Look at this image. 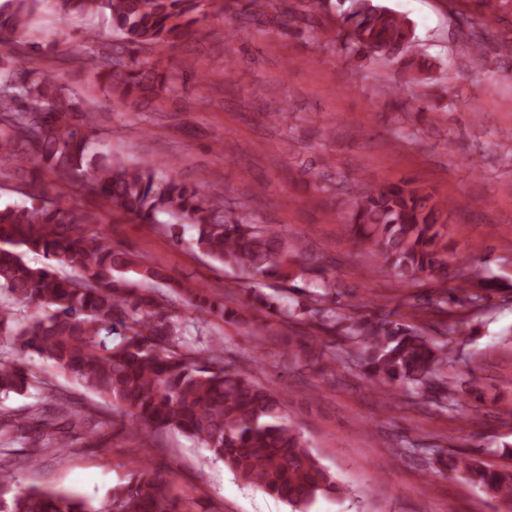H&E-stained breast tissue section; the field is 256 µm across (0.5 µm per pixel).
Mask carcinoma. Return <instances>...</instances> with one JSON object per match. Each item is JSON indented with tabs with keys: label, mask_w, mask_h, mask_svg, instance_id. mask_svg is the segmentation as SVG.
Instances as JSON below:
<instances>
[{
	"label": "carcinoma",
	"mask_w": 512,
	"mask_h": 512,
	"mask_svg": "<svg viewBox=\"0 0 512 512\" xmlns=\"http://www.w3.org/2000/svg\"><path fill=\"white\" fill-rule=\"evenodd\" d=\"M44 0H4L0 4V43L30 35ZM212 0H54L66 21L110 16L112 30L135 51L164 46L184 37L207 18ZM332 44L358 61L385 51H402L414 40L406 18L374 0H346ZM249 22L267 10L279 13L280 25L292 29L304 14L277 0H248ZM471 30V52L482 57L486 44L499 41L481 15L461 16ZM204 37V29L194 30ZM99 86L107 97L148 100L172 90L178 75L135 58L114 56L99 68ZM94 106L65 92V86L38 68L18 66L13 53L0 51V165L52 173L78 198L67 204L34 191L27 200L0 205V336L35 351L57 371L88 391L109 400L134 427L176 430L195 438L212 457L245 483L288 502L295 512H309L319 497L340 487L312 452L285 413L283 395L224 368L222 345L210 346L202 359L171 349L180 335L165 310L159 282L166 270L137 252L112 246L101 225L123 215L140 224L164 225L177 245L178 228L196 230L190 246L244 277L287 286L298 299L287 306L277 295H264L228 308L204 289L189 291L195 318L215 317L228 325L257 326L279 336L286 319L304 323L361 347L364 373L379 386L412 384L436 387L448 406L457 391L447 388L445 371L455 362L446 342L394 319L395 311L361 315L339 302L336 283L309 275L279 229L252 224L224 210L220 189L198 192L176 174L154 163L128 164L92 152ZM349 230L353 240L376 251L403 285L421 279H448V208L451 204L424 187L406 181L366 183L350 194ZM42 256L37 266L26 260ZM459 295L424 298L419 310L442 303L480 307L493 284L484 270L459 273ZM301 279L304 286L295 285ZM32 305L37 314L22 323L13 306ZM123 335L113 338L115 326ZM25 367L0 361V399L32 386ZM439 465L480 486L512 512V467L493 469L465 456H437ZM0 512H181L172 482L147 466L131 473L96 508L76 492L26 486L18 474L0 467Z\"/></svg>",
	"instance_id": "obj_1"
}]
</instances>
